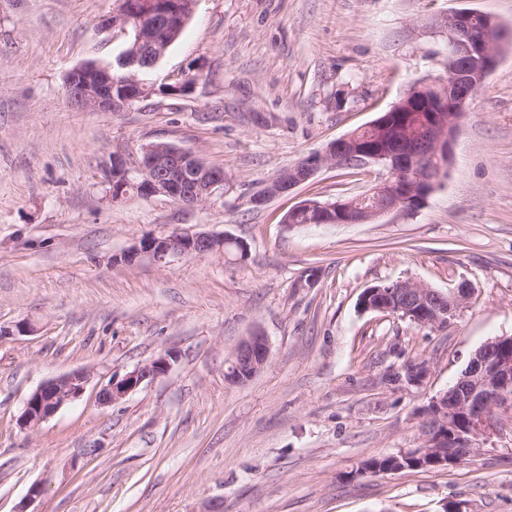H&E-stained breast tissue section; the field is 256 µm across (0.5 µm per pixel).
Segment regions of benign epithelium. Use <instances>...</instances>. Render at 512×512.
Instances as JSON below:
<instances>
[{
    "mask_svg": "<svg viewBox=\"0 0 512 512\" xmlns=\"http://www.w3.org/2000/svg\"><path fill=\"white\" fill-rule=\"evenodd\" d=\"M195 0H116L112 15L100 21V27H120L132 33L126 49L110 64L85 63L71 70L65 80L67 102L83 111L122 112L154 92L141 78L157 66L167 48L178 38L192 16ZM472 9L452 10L430 23L431 33L446 45L451 67L444 75L415 82L399 105L414 112L427 113L428 121L416 130L401 131L407 147L392 153L377 152L359 146L355 134H346L324 151L308 155L278 172L265 188L250 197L256 208L286 194L315 177L328 165L342 167L382 166L380 181L357 196L348 208L341 203L308 200L301 204L304 213L315 220L327 212H336L338 224H369L394 211H410V201H423L437 179L445 174L450 161L451 144L458 132L462 115L476 96L498 61L500 41L474 29ZM454 88L452 97L442 93L445 85ZM115 171L124 175L122 182L107 173L106 183L112 199L126 196L127 183L136 180L145 197L163 196L184 207L206 202L224 189V174L212 169L192 152L168 143L148 146L132 166L117 158ZM223 234L180 230L160 236H148L128 249L116 261L133 265L142 257L157 263L192 255L224 256ZM376 293L387 303H369L372 293L360 296V304L369 310L404 313L403 319L417 320L439 328L447 325L469 298L466 282L440 293L428 285L401 280L386 285ZM270 348L266 337L255 334L244 340L228 363L225 378L239 383L254 376L266 365ZM170 368L169 356H160L121 379H110L98 392L102 405H112L125 398L145 381L164 376ZM429 375L428 364L416 361L406 385L421 386ZM89 381L86 370H75L53 378L36 388L26 399L18 424L34 431L61 407L81 397ZM512 407V336L495 338L476 350L467 367L448 389L431 397L424 408L422 445L401 449L394 457L421 458L448 469L461 464L471 452L487 440L495 429V411Z\"/></svg>",
    "mask_w": 512,
    "mask_h": 512,
    "instance_id": "obj_1",
    "label": "benign epithelium"
}]
</instances>
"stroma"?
Returning a JSON list of instances; mask_svg holds the SVG:
<instances>
[{"label": "stroma", "mask_w": 512, "mask_h": 512, "mask_svg": "<svg viewBox=\"0 0 512 512\" xmlns=\"http://www.w3.org/2000/svg\"><path fill=\"white\" fill-rule=\"evenodd\" d=\"M115 5L0 0V512L37 483L34 512H442L449 501L512 512V410L454 468L356 474L417 447L430 397L484 343L512 336V38L419 207L287 227L301 202L376 180L336 167L262 208L249 202L280 169L444 74L428 18L471 8L512 31V0H197L150 77L194 76L185 93L74 110L66 74L114 61L128 40L98 25ZM156 142L223 168V191L193 208L112 200L113 157L134 162ZM174 229L232 235L248 257L116 263ZM407 279L473 292L443 328L359 307L364 288ZM22 321L30 333L15 334ZM256 332L267 364L228 382L227 361ZM167 354L166 375L99 403L101 384ZM414 359L428 361L426 383L391 385L390 371ZM83 368L79 399L38 430L19 428L32 391Z\"/></svg>", "instance_id": "35a3bbf8"}]
</instances>
